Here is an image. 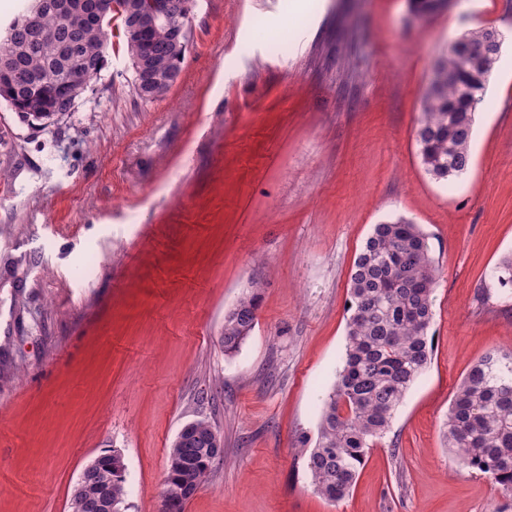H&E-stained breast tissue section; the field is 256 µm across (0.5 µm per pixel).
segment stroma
Listing matches in <instances>:
<instances>
[{
  "instance_id": "stroma-1",
  "label": "stroma",
  "mask_w": 512,
  "mask_h": 512,
  "mask_svg": "<svg viewBox=\"0 0 512 512\" xmlns=\"http://www.w3.org/2000/svg\"><path fill=\"white\" fill-rule=\"evenodd\" d=\"M179 81L143 100L112 53L45 129L0 105V512H67L86 465L126 467L161 512L172 441L208 419L224 456L184 512H512L443 423L470 365L512 351V73L492 76L468 172L432 179L415 133L434 60L512 0H196ZM404 217L437 265L433 353L354 488L317 495L300 450L344 352L350 276ZM262 284L225 354L224 313Z\"/></svg>"
}]
</instances>
